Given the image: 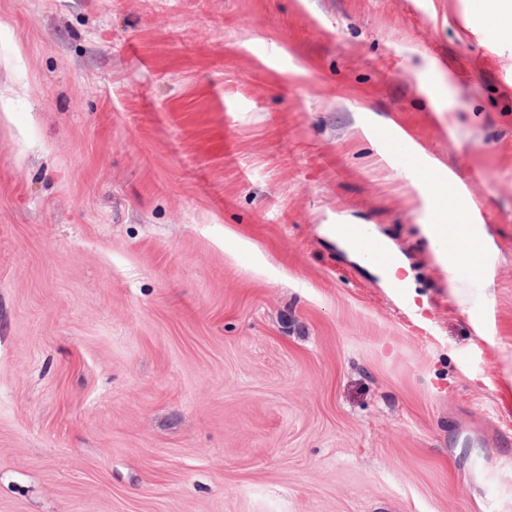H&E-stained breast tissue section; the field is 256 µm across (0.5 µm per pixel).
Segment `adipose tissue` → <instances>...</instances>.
<instances>
[{"instance_id": "1", "label": "adipose tissue", "mask_w": 512, "mask_h": 512, "mask_svg": "<svg viewBox=\"0 0 512 512\" xmlns=\"http://www.w3.org/2000/svg\"><path fill=\"white\" fill-rule=\"evenodd\" d=\"M412 167L419 172L427 189V207L435 233L428 241L437 263L448 274V293L458 304H467L470 295L463 286L464 275L481 276L495 260L486 239L482 224L470 222L473 202L469 196L457 192L448 180L436 176L424 163L412 160ZM455 214L456 223H447L448 214ZM372 229H365L363 237H341L344 248L363 266L378 276L387 288L403 285L399 272L405 267L400 253H393L391 260L379 261L365 247L366 239L374 238Z\"/></svg>"}]
</instances>
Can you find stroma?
<instances>
[{
	"label": "stroma",
	"mask_w": 512,
	"mask_h": 512,
	"mask_svg": "<svg viewBox=\"0 0 512 512\" xmlns=\"http://www.w3.org/2000/svg\"><path fill=\"white\" fill-rule=\"evenodd\" d=\"M364 112L482 211L466 306ZM511 382L472 0H0V512H512ZM349 226L362 228L364 232L363 237L350 238L340 234L339 229L342 227H348L345 231L354 233L355 229ZM335 235L336 239L361 265L367 267L378 276L385 288L407 285V280L399 276V271L406 268L400 253L379 237L369 226H361L359 224H336ZM369 238L382 241L392 254L391 260L386 262L379 261L377 256L364 245V241Z\"/></svg>",
	"instance_id": "35a3bbf8"
}]
</instances>
